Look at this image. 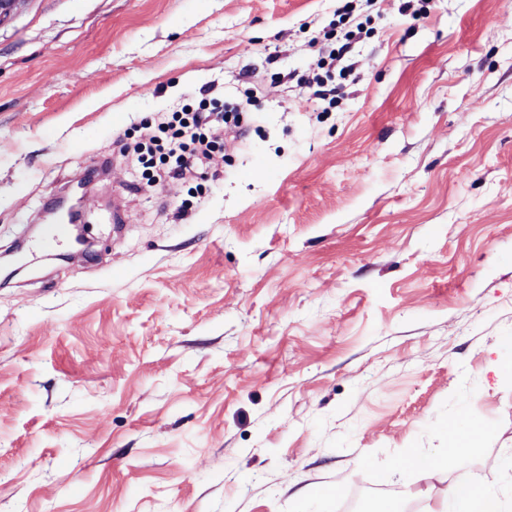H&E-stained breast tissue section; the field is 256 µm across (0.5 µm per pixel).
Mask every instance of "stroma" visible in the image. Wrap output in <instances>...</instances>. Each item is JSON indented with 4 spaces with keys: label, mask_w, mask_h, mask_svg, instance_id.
Instances as JSON below:
<instances>
[{
    "label": "stroma",
    "mask_w": 512,
    "mask_h": 512,
    "mask_svg": "<svg viewBox=\"0 0 512 512\" xmlns=\"http://www.w3.org/2000/svg\"><path fill=\"white\" fill-rule=\"evenodd\" d=\"M21 0L0 25V512H349L512 454V0ZM215 86L190 195L118 141ZM88 254L44 205L90 170ZM192 209L178 217L184 200ZM120 206L121 229L104 216ZM480 424L447 473L383 480ZM331 490L317 500L316 490Z\"/></svg>",
    "instance_id": "1"
}]
</instances>
